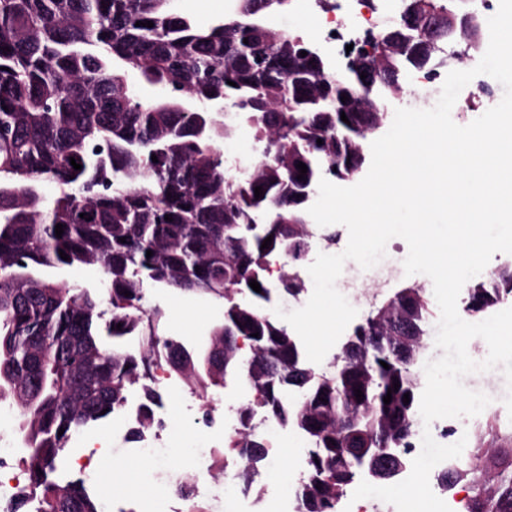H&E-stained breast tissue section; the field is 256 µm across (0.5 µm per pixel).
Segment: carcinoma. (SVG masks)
<instances>
[{"label":"carcinoma","mask_w":512,"mask_h":512,"mask_svg":"<svg viewBox=\"0 0 512 512\" xmlns=\"http://www.w3.org/2000/svg\"><path fill=\"white\" fill-rule=\"evenodd\" d=\"M175 2L0 0V402L15 407L28 479L12 512H102L84 480L54 474L72 438L124 407L138 383L139 427L125 437L141 439L164 408L144 380L163 364L203 395L229 374L250 391L227 442L245 460L236 474L244 484L272 447L254 429L255 409L306 438L297 512H337L377 455L391 470L375 480L389 484L411 461L413 366L431 315L420 291L401 289L372 311L353 331V354L341 352L330 373L309 365L288 324L264 307L274 293L298 300L306 291L284 269L271 283L272 260L293 267L304 259L314 186L326 175L363 173L365 141L384 112L354 106L356 83L316 77V63L300 55L302 39L271 23L291 0H232L206 27ZM426 7L442 13L436 44L456 36L450 26L460 15L448 0H399L401 48L378 79L386 96L438 53L415 24ZM130 71L182 98L142 97ZM217 104L224 111H212ZM242 121L263 144L262 159L231 170L223 144ZM46 184L57 192L47 195ZM38 267L97 268L110 317L95 294ZM147 280L224 300V321L200 351L158 332L143 308ZM511 295L505 267L470 290L467 310L483 313ZM462 479L473 492L471 512H512L511 461L457 463L441 473L446 484Z\"/></svg>","instance_id":"obj_1"}]
</instances>
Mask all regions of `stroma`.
<instances>
[{"mask_svg": "<svg viewBox=\"0 0 512 512\" xmlns=\"http://www.w3.org/2000/svg\"><path fill=\"white\" fill-rule=\"evenodd\" d=\"M503 87L487 75L476 76L459 94L451 117L461 126L468 125L487 109L497 105L503 97ZM407 243L400 238L391 239L386 247L385 257L373 268L362 269L355 261H347L337 282L350 287L349 303L358 311L357 321H364L372 306L381 305L393 294L405 287H416L429 303L430 325H437L440 310L435 301L431 279L423 274L406 275L403 262L408 254ZM145 308L160 313L159 329L162 333L181 337L191 350H199L205 343L211 329L224 320L223 300L201 294L176 293L164 288L146 286ZM158 389L163 395L165 407L160 415L163 427L157 428L160 436H168L170 422H180L186 433L196 439L208 441L214 448L224 445V435L200 424L201 407L210 403L216 418H223L228 406H240L248 397L240 386L231 384L227 388L210 392L200 397L189 389L176 375L158 373ZM471 390L485 393L490 402L475 417L452 419V440H465V453L496 457L499 450L512 446V415L508 414L503 399L507 384L501 369L474 373L464 379ZM124 433L112 426L111 422L100 423L94 438L72 440L64 467L67 478L84 477L86 471H93L97 480L92 491L103 502L108 503L110 512H156L153 501H145L134 495L116 494L112 491V462L127 459L123 447Z\"/></svg>", "mask_w": 512, "mask_h": 512, "instance_id": "obj_1", "label": "stroma"}]
</instances>
